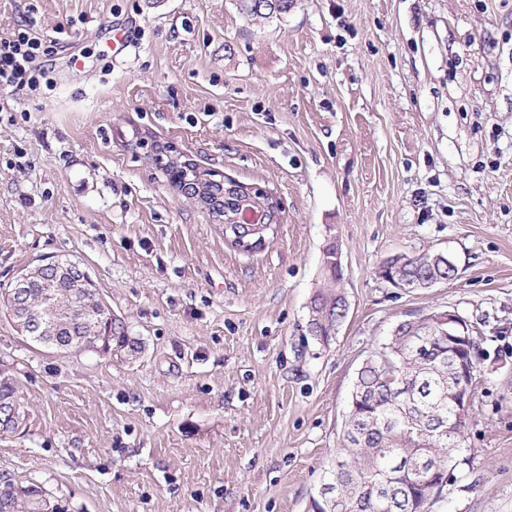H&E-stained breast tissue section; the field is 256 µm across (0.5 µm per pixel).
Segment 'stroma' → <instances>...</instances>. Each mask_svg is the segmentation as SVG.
Returning <instances> with one entry per match:
<instances>
[{
	"mask_svg": "<svg viewBox=\"0 0 512 512\" xmlns=\"http://www.w3.org/2000/svg\"><path fill=\"white\" fill-rule=\"evenodd\" d=\"M55 55L0 89V289L41 259L87 270L142 351L54 352L0 311L26 417L0 473L62 512H308L359 368L410 314L481 339L471 464L433 512H512V0H0ZM135 42L113 53L111 25ZM170 143L281 206L253 253L153 158ZM338 243L349 312L309 331ZM454 279L402 291L392 255ZM259 2L262 3L260 13L263 18L286 14L293 5V0H238L237 8L247 18L256 17L259 13L257 11V3ZM405 255L409 261L401 266L399 275L411 281H419L424 284L434 280L448 281L454 279L456 275V266L452 259L443 252L434 254H425L420 256H411L407 254H395L388 258L380 269V276L386 280V263L392 259L398 260L400 256ZM394 277L389 276L388 281L394 288L398 287L393 281Z\"/></svg>",
	"mask_w": 512,
	"mask_h": 512,
	"instance_id": "35a3bbf8",
	"label": "stroma"
}]
</instances>
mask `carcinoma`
<instances>
[{"label": "carcinoma", "instance_id": "1", "mask_svg": "<svg viewBox=\"0 0 512 512\" xmlns=\"http://www.w3.org/2000/svg\"><path fill=\"white\" fill-rule=\"evenodd\" d=\"M293 0H237L239 12L249 18L288 13ZM399 275L424 284L454 279L456 266L443 252L411 256ZM64 311L53 314L60 336H73L77 348L91 344L88 324L101 311L70 320L80 309L76 294L65 282L58 283ZM346 317L344 297L338 288H325L312 299L309 328L315 338L329 340ZM112 335L121 346L139 354V343L126 335L125 326L112 320ZM450 365L448 338L418 336L409 320L400 321L387 342L359 369L351 393L338 466L330 467L324 482L334 483L343 507L333 512H385V495L394 502L392 512H433L445 492L433 486L456 483L470 458L465 455L466 429L456 434L429 437L426 432L458 423L449 401ZM19 404L15 378L0 380V401ZM14 503L19 512H60L44 491L31 484L0 481V507Z\"/></svg>", "mask_w": 512, "mask_h": 512}]
</instances>
